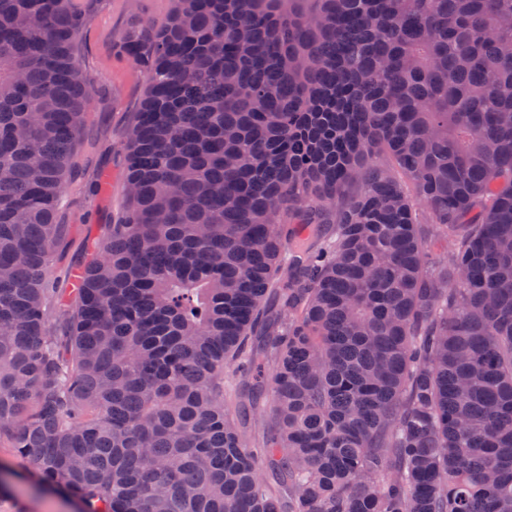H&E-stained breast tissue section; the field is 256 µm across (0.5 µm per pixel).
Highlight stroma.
Listing matches in <instances>:
<instances>
[{
  "label": "stroma",
  "instance_id": "obj_1",
  "mask_svg": "<svg viewBox=\"0 0 512 512\" xmlns=\"http://www.w3.org/2000/svg\"><path fill=\"white\" fill-rule=\"evenodd\" d=\"M171 0H95L79 47V62L96 88L92 116L82 132L73 174L63 197L60 223L71 232L62 260L53 264L56 287L69 288V273L89 258L105 224L120 223L130 207L126 192L125 143L128 130L145 96L147 77L123 56L118 45L141 19L162 24ZM224 387L236 396L239 419L252 442L264 436L258 411L268 396H255L250 378L226 369ZM30 465L0 445V479L9 487L0 498V512H78L76 503L38 486Z\"/></svg>",
  "mask_w": 512,
  "mask_h": 512
}]
</instances>
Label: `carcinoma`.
<instances>
[{"instance_id": "cac0c4a2", "label": "carcinoma", "mask_w": 512, "mask_h": 512, "mask_svg": "<svg viewBox=\"0 0 512 512\" xmlns=\"http://www.w3.org/2000/svg\"><path fill=\"white\" fill-rule=\"evenodd\" d=\"M92 2L0 0V444L80 512H512V0H171L66 295ZM224 387L236 396L239 403V419L246 427L247 435L252 443L257 444L265 435V422L256 411L265 407L269 401V393L255 397L251 378L235 372L232 368L224 370Z\"/></svg>"}]
</instances>
